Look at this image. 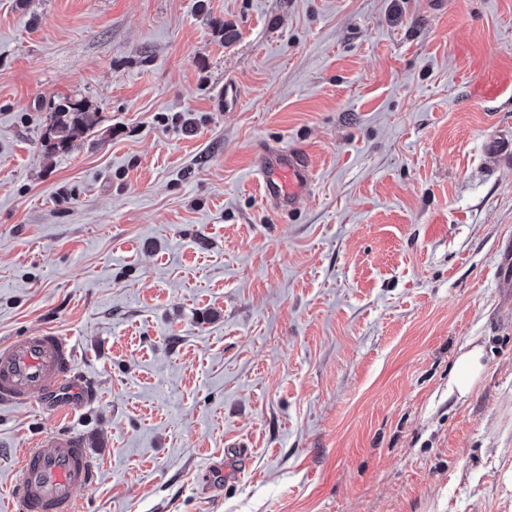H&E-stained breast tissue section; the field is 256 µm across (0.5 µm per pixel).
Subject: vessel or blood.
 Listing matches in <instances>:
<instances>
[{
  "label": "vessel or blood",
  "instance_id": "1",
  "mask_svg": "<svg viewBox=\"0 0 512 512\" xmlns=\"http://www.w3.org/2000/svg\"><path fill=\"white\" fill-rule=\"evenodd\" d=\"M511 88L510 72H489L479 84L481 93L492 97ZM258 171L264 200L277 207L295 204L312 181L297 148L264 153ZM75 358L69 339L50 330L1 340L0 405L34 406L45 395L72 387ZM96 480L82 441L65 428L21 452L11 495L20 512H77V490Z\"/></svg>",
  "mask_w": 512,
  "mask_h": 512
}]
</instances>
